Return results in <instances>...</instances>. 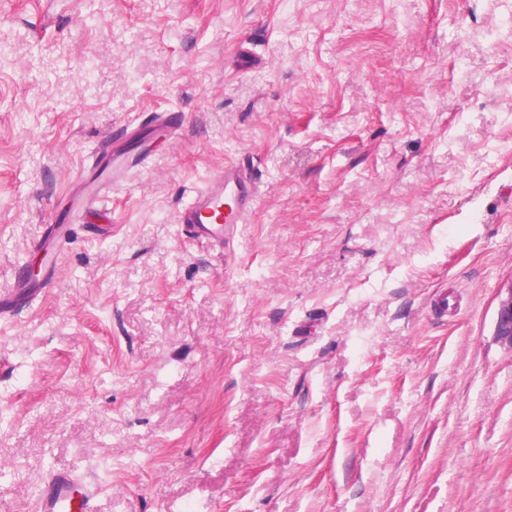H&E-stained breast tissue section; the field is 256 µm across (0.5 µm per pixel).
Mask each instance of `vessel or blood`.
I'll return each instance as SVG.
<instances>
[{
  "label": "vessel or blood",
  "instance_id": "vessel-or-blood-1",
  "mask_svg": "<svg viewBox=\"0 0 512 512\" xmlns=\"http://www.w3.org/2000/svg\"><path fill=\"white\" fill-rule=\"evenodd\" d=\"M257 200V186L250 175L239 165H228L196 190L191 202L180 210L178 222L188 237L223 248L233 239L237 225L247 223ZM69 231V225L64 223L50 225L36 244L37 251L49 259L44 284L55 279L57 260ZM34 291L33 283L23 277L12 278L7 286H1L0 318L11 315ZM98 492L97 484L83 475L58 470L41 493L38 512H93Z\"/></svg>",
  "mask_w": 512,
  "mask_h": 512
}]
</instances>
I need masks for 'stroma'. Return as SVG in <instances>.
I'll list each match as a JSON object with an SVG mask.
<instances>
[{"mask_svg": "<svg viewBox=\"0 0 512 512\" xmlns=\"http://www.w3.org/2000/svg\"><path fill=\"white\" fill-rule=\"evenodd\" d=\"M116 145L0 319V512L60 469L95 512H512V0H0V285ZM257 200V186L246 170L227 165L195 191L191 202L179 211L177 223L188 237L224 250L237 224L247 223ZM70 231V224H52L46 235L35 245V250L48 256L49 263L40 288L24 277H14L6 287H0V318L11 315L15 308L26 302L29 295L42 292L43 288L51 284L56 276L57 259L60 257L63 243L66 242ZM494 335L512 348V283L498 291Z\"/></svg>", "mask_w": 512, "mask_h": 512, "instance_id": "35a3bbf8", "label": "stroma"}]
</instances>
